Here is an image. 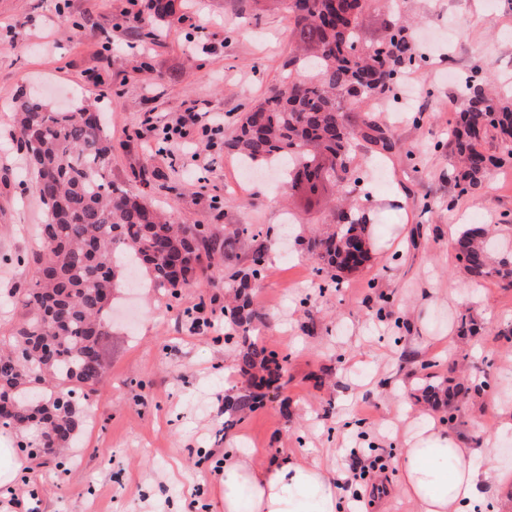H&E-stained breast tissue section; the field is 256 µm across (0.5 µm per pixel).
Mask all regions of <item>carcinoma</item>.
Masks as SVG:
<instances>
[{"instance_id":"carcinoma-1","label":"carcinoma","mask_w":512,"mask_h":512,"mask_svg":"<svg viewBox=\"0 0 512 512\" xmlns=\"http://www.w3.org/2000/svg\"><path fill=\"white\" fill-rule=\"evenodd\" d=\"M154 16L140 30L156 38L155 23L170 14L155 0ZM372 0H289L294 17L292 39L314 51L312 74L275 88L239 119L237 134L225 147L248 164L288 159V186L316 193L339 185L350 195L351 145L361 139L381 155L396 148L388 128L373 115L374 102L387 96L398 75L411 68L415 54L402 24L387 37L364 43L358 16ZM467 99L448 140L459 166L452 171L460 192L475 194L487 178L480 166L485 146L494 148L497 166L512 164V99L492 91L486 76L464 85ZM368 106L361 123H349L348 105ZM81 104L58 110L40 97L23 93L15 109L17 141L29 155L35 190L47 210L42 225L43 251L36 258L35 281L19 290L22 320L0 334V400L3 424L18 438L17 447L42 458L70 444L88 422L80 403L90 399L106 378L103 338L111 334L112 295L121 269L138 266L150 285L173 292L191 284L203 263L224 272L229 238L224 230L207 232L163 216L139 195L110 179L112 145L101 122ZM366 217L349 215L317 239L330 266L353 271L369 260ZM469 277H494L512 287V252L491 244L487 230L463 228L455 242ZM224 287L234 291L228 325L250 315L248 279L232 273ZM28 345L24 360L15 358ZM273 362L256 344L241 357L245 375Z\"/></svg>"}]
</instances>
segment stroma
Instances as JSON below:
<instances>
[{
	"label": "stroma",
	"mask_w": 512,
	"mask_h": 512,
	"mask_svg": "<svg viewBox=\"0 0 512 512\" xmlns=\"http://www.w3.org/2000/svg\"><path fill=\"white\" fill-rule=\"evenodd\" d=\"M400 9L416 30L447 40L436 50L416 41L413 85L398 81L375 107L396 150L353 145L361 181L350 200L370 211L371 259L336 284L308 248L336 223V209L273 171L243 178L224 146L242 112L305 72L286 6L174 0L149 41L132 17L151 15L150 0H0V333L20 315L13 296L34 279L47 221L15 137L23 92L105 113L113 182L180 223L223 225L234 238L225 271L264 257L252 314L230 337L220 319L188 331L196 308L226 303L209 273L174 294L117 288L91 426L41 466L0 437L1 500L25 483L36 512H224L223 477L200 452L249 449L265 464L296 456L340 475L357 448L387 467L377 481L357 482L363 512H415L394 460L406 432L428 421L463 447L493 444L497 463L512 469V429L501 428L512 417V288L471 283L450 241L460 224H492L512 237V166L464 195L449 177L448 148V102L465 78L481 66L512 76V0H400ZM194 105L223 115L221 133L159 150L143 118L163 122ZM463 314L474 326L465 335ZM252 343L276 357L284 388L255 409L226 405L225 394L250 389L238 365ZM466 380L481 390L455 407L424 397L425 388L443 396Z\"/></svg>",
	"instance_id": "1"
}]
</instances>
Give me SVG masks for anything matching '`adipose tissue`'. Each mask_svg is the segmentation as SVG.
Masks as SVG:
<instances>
[{
  "label": "adipose tissue",
  "mask_w": 512,
  "mask_h": 512,
  "mask_svg": "<svg viewBox=\"0 0 512 512\" xmlns=\"http://www.w3.org/2000/svg\"><path fill=\"white\" fill-rule=\"evenodd\" d=\"M490 449L463 448L426 424L395 460L416 512H485L490 496L512 481ZM341 490L320 464L288 457L265 466L230 450L224 455V512H337Z\"/></svg>",
  "instance_id": "adipose-tissue-1"
}]
</instances>
